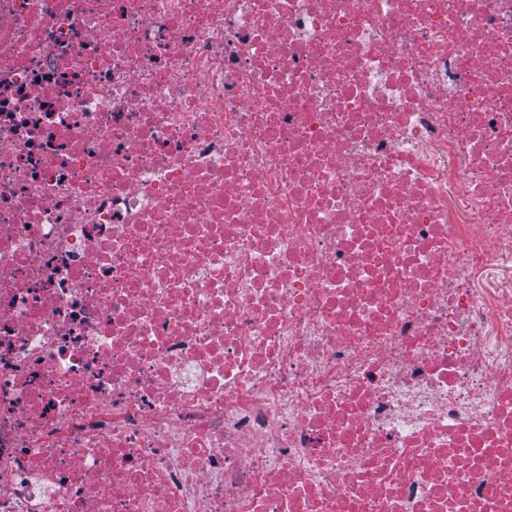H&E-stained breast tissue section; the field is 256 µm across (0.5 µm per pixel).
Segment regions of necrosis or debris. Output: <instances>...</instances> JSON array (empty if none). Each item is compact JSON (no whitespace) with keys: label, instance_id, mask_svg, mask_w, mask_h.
<instances>
[{"label":"necrosis or debris","instance_id":"necrosis-or-debris-1","mask_svg":"<svg viewBox=\"0 0 512 512\" xmlns=\"http://www.w3.org/2000/svg\"><path fill=\"white\" fill-rule=\"evenodd\" d=\"M0 512H512V0H0Z\"/></svg>","mask_w":512,"mask_h":512}]
</instances>
